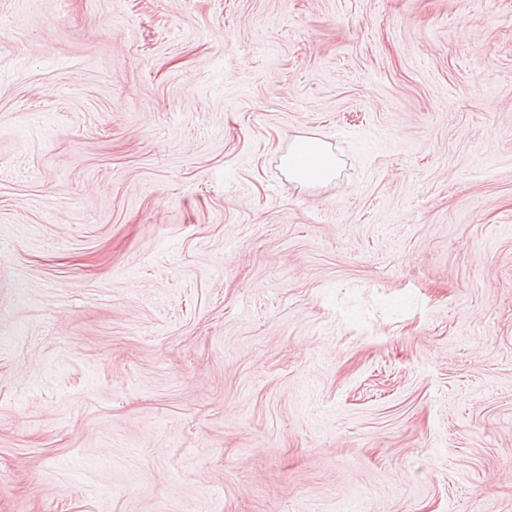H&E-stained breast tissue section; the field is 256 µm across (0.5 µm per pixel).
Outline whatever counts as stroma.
<instances>
[{
  "mask_svg": "<svg viewBox=\"0 0 512 512\" xmlns=\"http://www.w3.org/2000/svg\"><path fill=\"white\" fill-rule=\"evenodd\" d=\"M0 512H512V0H0ZM288 175L302 185H316L336 175V156L316 139H301L285 157Z\"/></svg>",
  "mask_w": 512,
  "mask_h": 512,
  "instance_id": "1",
  "label": "stroma"
}]
</instances>
